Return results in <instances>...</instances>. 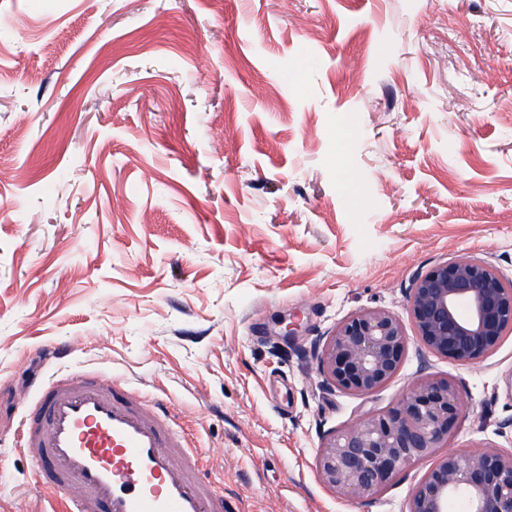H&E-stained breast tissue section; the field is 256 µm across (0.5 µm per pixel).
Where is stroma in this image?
<instances>
[{"label": "stroma", "mask_w": 512, "mask_h": 512, "mask_svg": "<svg viewBox=\"0 0 512 512\" xmlns=\"http://www.w3.org/2000/svg\"><path fill=\"white\" fill-rule=\"evenodd\" d=\"M459 256L512 279V0H0V512H49L23 403L85 368L171 402L224 512H407L435 457L340 499L323 435L424 373L453 450L512 448V334L369 397L314 347Z\"/></svg>", "instance_id": "35a3bbf8"}]
</instances>
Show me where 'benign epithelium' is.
Listing matches in <instances>:
<instances>
[{
  "instance_id": "obj_1",
  "label": "benign epithelium",
  "mask_w": 512,
  "mask_h": 512,
  "mask_svg": "<svg viewBox=\"0 0 512 512\" xmlns=\"http://www.w3.org/2000/svg\"><path fill=\"white\" fill-rule=\"evenodd\" d=\"M408 303L412 336L430 353L461 364L479 363L512 332V280L468 256L418 273ZM412 336L394 313L363 308L317 347L318 373L333 390L371 396L398 374ZM464 407L454 377H419L390 407L327 434L318 476L338 497H375L403 468L446 447ZM458 501L467 512H512V449L481 444L442 453L415 487L408 512H450Z\"/></svg>"
}]
</instances>
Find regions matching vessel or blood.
<instances>
[{
	"instance_id": "obj_1",
	"label": "vessel or blood",
	"mask_w": 512,
	"mask_h": 512,
	"mask_svg": "<svg viewBox=\"0 0 512 512\" xmlns=\"http://www.w3.org/2000/svg\"><path fill=\"white\" fill-rule=\"evenodd\" d=\"M36 483L61 512H216L203 461L163 401L94 371L50 380L20 429Z\"/></svg>"
}]
</instances>
